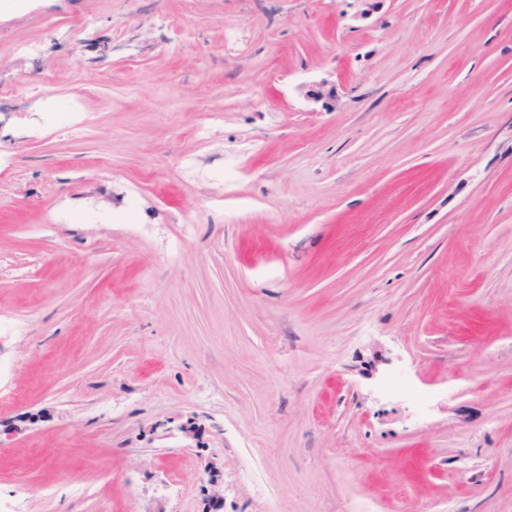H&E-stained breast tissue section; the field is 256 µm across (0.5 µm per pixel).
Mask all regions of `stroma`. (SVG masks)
Listing matches in <instances>:
<instances>
[{
  "mask_svg": "<svg viewBox=\"0 0 512 512\" xmlns=\"http://www.w3.org/2000/svg\"><path fill=\"white\" fill-rule=\"evenodd\" d=\"M0 512H512V0L1 11Z\"/></svg>",
  "mask_w": 512,
  "mask_h": 512,
  "instance_id": "1",
  "label": "stroma"
}]
</instances>
